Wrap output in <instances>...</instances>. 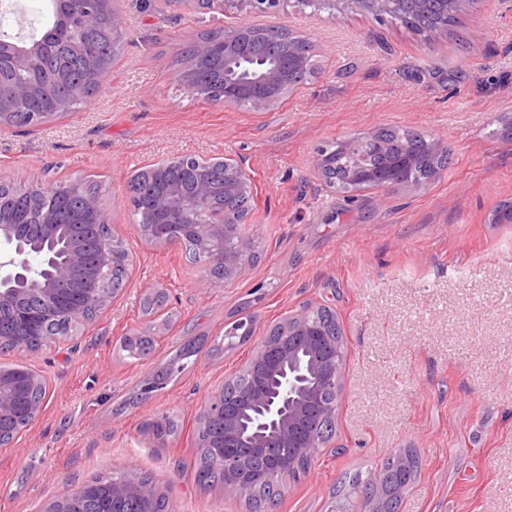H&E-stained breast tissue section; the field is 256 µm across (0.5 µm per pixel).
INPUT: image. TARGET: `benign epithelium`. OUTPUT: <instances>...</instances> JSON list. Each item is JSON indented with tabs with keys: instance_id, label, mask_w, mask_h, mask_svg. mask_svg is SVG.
<instances>
[{
	"instance_id": "obj_1",
	"label": "benign epithelium",
	"mask_w": 512,
	"mask_h": 512,
	"mask_svg": "<svg viewBox=\"0 0 512 512\" xmlns=\"http://www.w3.org/2000/svg\"><path fill=\"white\" fill-rule=\"evenodd\" d=\"M288 0H166L169 6H192L206 14L233 12L245 17L273 13L280 10ZM397 0H331L333 6L357 9L372 14L379 20L391 17ZM244 24L232 32L224 33V48L221 52L223 66L220 73L224 93L218 103L226 108L238 104L240 96L250 92L251 107L256 111L275 108L288 88V71L274 66L258 78L247 80L231 78L227 66L241 59V33L248 29ZM48 48L46 40L37 35L21 36L0 34V68L34 71L39 68ZM55 88L50 83L28 82L16 87V98H52ZM347 181L356 190L381 188L397 184L395 177L386 173L369 176L364 171L353 169L347 173ZM224 187L246 190L249 173L246 167L231 159L224 160ZM216 191L208 183L198 185L195 202L200 209V220L187 226V231L198 238L197 259L205 265L221 263L224 276L234 279L246 271L245 253L251 249L252 241L242 239L238 232L224 224V209L214 204ZM37 221L45 237L57 238L60 225L56 224L50 211L39 213ZM18 239L17 225L0 215V311L15 307L27 288H16L11 282L23 278L36 280L35 291L41 306L27 312L24 319L29 327L36 329L51 320L55 305L59 301L58 285L70 279L80 267L82 255L80 245L69 243L65 257L58 261H45V268L30 265L28 253L15 245ZM128 261V253L117 240L103 248L102 264L110 267L115 262ZM344 345L320 327L316 307L305 306L289 314L275 325L257 343L252 357L253 366L268 371V386H257L250 382L248 370L243 379L234 384V396L216 393L210 401L212 413L224 418V448L213 452L214 465L224 471V493L248 499L252 493L256 458L253 450L261 448L269 452L276 448H294L296 454L288 459H279V465L290 470L302 458H311L327 447V442L316 434L313 421L334 417L340 403L341 393L330 402L322 401L323 386L336 384L340 372ZM33 391L44 388V380L33 365L21 373L0 372V420L11 417L20 429H25L38 415L41 404L33 403L22 409L19 405V380ZM102 490L112 500V509L122 498L134 494L143 499L155 495L154 485L131 474L110 479L88 481L66 489L47 508L46 512H82V497L93 490Z\"/></svg>"
}]
</instances>
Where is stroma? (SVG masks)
Returning <instances> with one entry per match:
<instances>
[{
  "label": "stroma",
  "mask_w": 512,
  "mask_h": 512,
  "mask_svg": "<svg viewBox=\"0 0 512 512\" xmlns=\"http://www.w3.org/2000/svg\"><path fill=\"white\" fill-rule=\"evenodd\" d=\"M117 7L127 39L99 93L63 119L0 126V179L97 184L131 259L123 291L73 340L0 353V366L30 363L48 379L36 419L0 446V512H42L68 486L130 472L156 484L170 512H247L195 481L199 417L257 337L310 302L344 331L342 400L330 448L283 481L276 512H330L344 474L407 449L420 473L400 512H512V223L492 221L512 203V0H471L444 41L355 9L287 7L273 22L310 39L317 71L270 112L203 104L172 67L242 16L160 0ZM49 19V0H23L0 12V33L37 34ZM387 127L442 140L447 166L420 187L352 199L330 188L318 151ZM185 155L251 173L256 248L242 277L212 278L134 222L130 177ZM154 287L169 296L160 330L141 309ZM244 315L256 318L254 339L226 348L225 326ZM135 333L152 337L147 357L120 353ZM199 337L194 364L139 399ZM162 415L177 430L158 446L142 425Z\"/></svg>",
  "instance_id": "stroma-1"
}]
</instances>
